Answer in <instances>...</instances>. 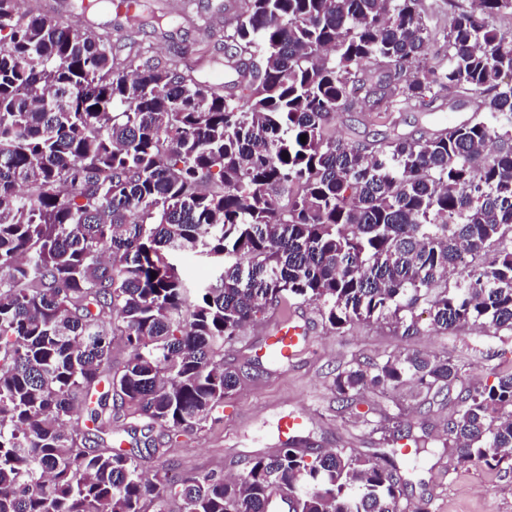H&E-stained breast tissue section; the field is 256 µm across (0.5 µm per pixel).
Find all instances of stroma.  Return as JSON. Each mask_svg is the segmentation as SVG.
Segmentation results:
<instances>
[{"label":"stroma","mask_w":512,"mask_h":512,"mask_svg":"<svg viewBox=\"0 0 512 512\" xmlns=\"http://www.w3.org/2000/svg\"><path fill=\"white\" fill-rule=\"evenodd\" d=\"M193 21L161 23L140 33L142 46L152 55L166 58L178 53L194 62L201 51H209L214 63L201 73L202 79L230 84L233 73L224 68V20L240 9L242 0H188ZM59 22L93 25L109 31L114 50L126 54L122 27L124 18L104 9L81 13L80 0H25ZM475 108L464 99L449 102L446 111L426 112L416 107L375 114L354 109L340 113L330 127L336 138L371 143L399 131L413 136L433 133L448 116L466 118ZM306 331L307 345L288 360H269L263 350L269 325L287 316ZM425 332L405 336L383 321L356 324L338 332L329 331L316 305L290 300L266 315L262 323L247 328L233 351L224 355L241 377L238 391L227 398L217 422L206 425L188 443L171 444L161 455H147L143 463L150 472L189 474L216 470L226 475L241 473L248 461L274 453L282 439L281 418L302 416L300 433L310 451L352 448L369 456L390 453L385 439L390 421H399L411 437L425 440L418 458H397L406 481L402 506L425 501L430 512H512V470L490 471L482 466L450 460L443 446L448 418L464 389L491 379L493 368L512 366V335L479 325L428 333L427 314H420ZM415 350L448 354L464 363L466 375L437 394H424L404 385L394 389L368 390L357 406L341 407L333 390L339 370L355 360L383 355H404Z\"/></svg>","instance_id":"1"}]
</instances>
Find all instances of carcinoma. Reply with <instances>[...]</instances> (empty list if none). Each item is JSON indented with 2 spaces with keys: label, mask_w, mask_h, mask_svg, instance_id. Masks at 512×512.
<instances>
[{
  "label": "carcinoma",
  "mask_w": 512,
  "mask_h": 512,
  "mask_svg": "<svg viewBox=\"0 0 512 512\" xmlns=\"http://www.w3.org/2000/svg\"><path fill=\"white\" fill-rule=\"evenodd\" d=\"M20 2L0 0V512H268L276 489L292 512H400V448L289 439L234 477L152 479L105 437L145 420L155 455L205 428L240 386L224 347L287 298L333 331L385 317L412 336L425 303L431 333H512V32L494 25L512 0H448L443 59L415 71L437 37L420 0H243L224 26L236 94ZM125 6L140 32L141 0ZM450 93L476 114L429 136L328 132L357 104L441 112ZM169 254L219 274L192 281ZM462 371L417 351L333 386L347 403ZM448 439L462 464L512 469V370L465 391Z\"/></svg>",
  "instance_id": "carcinoma-1"
}]
</instances>
